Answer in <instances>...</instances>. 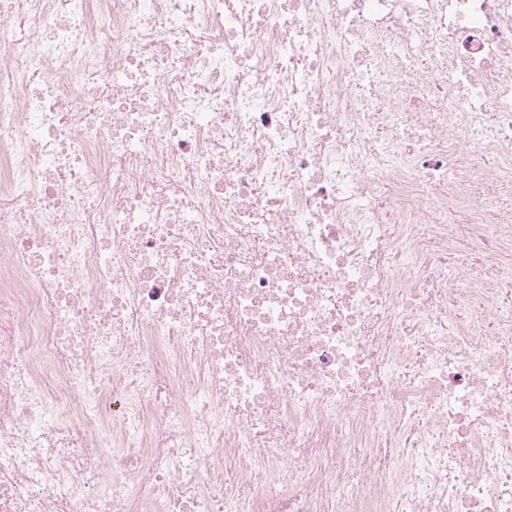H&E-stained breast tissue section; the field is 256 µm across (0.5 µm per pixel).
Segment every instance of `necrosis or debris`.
Wrapping results in <instances>:
<instances>
[{"label":"necrosis or debris","mask_w":512,"mask_h":512,"mask_svg":"<svg viewBox=\"0 0 512 512\" xmlns=\"http://www.w3.org/2000/svg\"><path fill=\"white\" fill-rule=\"evenodd\" d=\"M494 284L512 0H0V512H512Z\"/></svg>","instance_id":"4bbe7bcc"}]
</instances>
